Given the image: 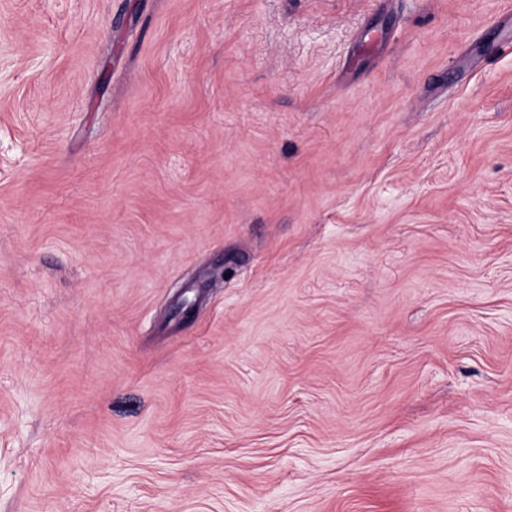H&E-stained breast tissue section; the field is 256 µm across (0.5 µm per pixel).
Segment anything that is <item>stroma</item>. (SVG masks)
I'll use <instances>...</instances> for the list:
<instances>
[{"label": "stroma", "instance_id": "1", "mask_svg": "<svg viewBox=\"0 0 512 512\" xmlns=\"http://www.w3.org/2000/svg\"><path fill=\"white\" fill-rule=\"evenodd\" d=\"M509 15L0 0V512H512Z\"/></svg>", "mask_w": 512, "mask_h": 512}]
</instances>
